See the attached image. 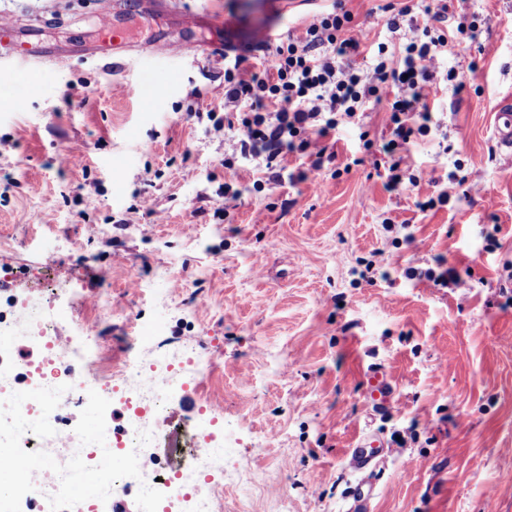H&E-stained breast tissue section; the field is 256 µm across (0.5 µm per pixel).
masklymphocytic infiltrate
Wrapping results in <instances>:
<instances>
[{
  "label": "lymphocytic infiltrate",
  "instance_id": "f902f5d3",
  "mask_svg": "<svg viewBox=\"0 0 512 512\" xmlns=\"http://www.w3.org/2000/svg\"><path fill=\"white\" fill-rule=\"evenodd\" d=\"M447 20L443 0L424 6L409 37L379 44L365 67L353 62L361 43L350 36L352 17L339 5L315 15L302 34L262 47L257 69H240V54L225 55L224 112L209 113L210 131L233 134L241 155L269 165L285 148L320 160L327 152L325 138L340 124L384 105L393 127L383 150L392 153L427 131V86L444 54L469 47L466 27H448Z\"/></svg>",
  "mask_w": 512,
  "mask_h": 512
}]
</instances>
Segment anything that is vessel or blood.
Returning <instances> with one entry per match:
<instances>
[{"label": "vessel or blood", "instance_id": "obj_1", "mask_svg": "<svg viewBox=\"0 0 512 512\" xmlns=\"http://www.w3.org/2000/svg\"><path fill=\"white\" fill-rule=\"evenodd\" d=\"M146 0H112L111 10L100 14L98 25L103 36V52L126 53L132 50H164L170 48L167 42L159 38L132 40L123 21L128 16L146 13ZM175 52L184 56L200 58L208 51L207 44L195 39H186L175 46ZM55 54L49 47L39 44H26L17 38L14 22H0V83L12 82L15 76L30 66L32 61L54 59ZM396 395L391 378L379 365H371L364 374L363 396L373 410H386ZM390 450L375 435L363 434L353 448L347 451L349 469L358 476L346 493L345 512H370V506L376 495V480L371 472L384 465Z\"/></svg>", "mask_w": 512, "mask_h": 512}]
</instances>
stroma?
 <instances>
[{
	"label": "stroma",
	"mask_w": 512,
	"mask_h": 512,
	"mask_svg": "<svg viewBox=\"0 0 512 512\" xmlns=\"http://www.w3.org/2000/svg\"><path fill=\"white\" fill-rule=\"evenodd\" d=\"M389 1L407 3L344 0L362 45L408 33L407 16L394 34L377 24ZM212 2L229 32L201 36L219 47L228 37L243 46L267 23L301 32L332 5ZM104 3L0 0V20L42 21L60 52L0 84V267L54 254L55 279L81 286L60 336L108 288L113 357L134 324L151 330L144 356L211 353L205 394L224 409L228 450L219 512H344L355 479L346 451L364 430L394 447L372 512H512V157L495 136L512 99V0H456L477 36L443 59L429 129L399 151L402 174L420 183L392 191L378 151L390 136L385 108L326 138L334 163L315 170L288 152L268 172L209 132L206 112L224 109L223 65L171 53L83 58ZM131 80L140 99L125 94ZM68 154L82 164H63ZM475 178L476 192L465 185ZM439 256L459 285L422 278ZM137 279L168 299L165 314ZM372 363L400 396L369 417Z\"/></svg>",
	"instance_id": "1"
}]
</instances>
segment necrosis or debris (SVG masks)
<instances>
[{"instance_id":"4bbe7bcc","label":"necrosis or debris","mask_w":512,"mask_h":512,"mask_svg":"<svg viewBox=\"0 0 512 512\" xmlns=\"http://www.w3.org/2000/svg\"><path fill=\"white\" fill-rule=\"evenodd\" d=\"M13 307L25 315L24 334L20 337L12 336L14 321L0 308V343L7 345L6 350H0V364H9L14 372L9 392L65 386V393L49 417L56 429L69 425L75 410L86 407L89 391L122 403L121 423L118 428L106 429L104 445H84L78 436H69L53 451L58 463H66L77 455L85 464L95 466L100 463L103 450L116 453L128 446L138 448L140 478L124 477L116 482L117 488L132 495L138 494L145 483L165 492L179 481L188 480L198 469H223V449H215L204 457L197 451L200 427L217 418L212 405H205L199 422L181 427L174 435L160 427L147 426L146 413L157 415L165 407L157 384L173 379L170 363L155 361L145 365L138 359L128 358L121 365H113L102 338L92 335L83 323L74 329L78 346L68 352L61 350L57 344L58 318L53 305L36 311L20 297ZM90 361L96 367V377L92 380L83 372L84 365Z\"/></svg>"}]
</instances>
